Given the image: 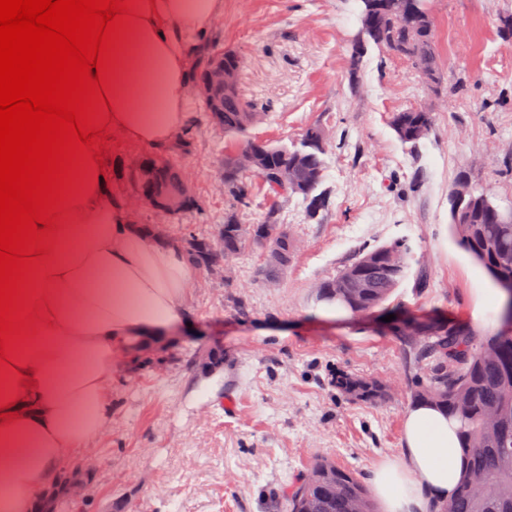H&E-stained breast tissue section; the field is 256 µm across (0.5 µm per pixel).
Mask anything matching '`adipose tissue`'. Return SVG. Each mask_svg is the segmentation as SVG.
I'll return each mask as SVG.
<instances>
[{
    "instance_id": "1",
    "label": "adipose tissue",
    "mask_w": 512,
    "mask_h": 512,
    "mask_svg": "<svg viewBox=\"0 0 512 512\" xmlns=\"http://www.w3.org/2000/svg\"><path fill=\"white\" fill-rule=\"evenodd\" d=\"M137 9L108 134L160 150L188 122V57L224 0H138ZM111 180L107 167L92 174L90 194L65 221L43 284L46 324L5 384L15 418L0 421V512H35L59 484L60 461L108 427L113 356L189 320L192 267L177 246L147 238ZM465 468L456 422L418 403L404 415L400 457L374 470L373 494L381 512H434Z\"/></svg>"
}]
</instances>
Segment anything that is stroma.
Returning <instances> with one entry per match:
<instances>
[{"label":"stroma","instance_id":"stroma-1","mask_svg":"<svg viewBox=\"0 0 512 512\" xmlns=\"http://www.w3.org/2000/svg\"><path fill=\"white\" fill-rule=\"evenodd\" d=\"M430 8L442 76L434 91L409 60L374 47L349 74L354 0H224L206 33L244 60L240 93L268 116L253 137L290 144L321 124L331 138L328 206L315 220L298 202L283 209L297 249L276 282L259 277L257 251L235 260L231 280L197 271L191 326L115 359L112 429L78 456L91 477L64 512H285L281 492L320 456L369 482L399 454L411 404L397 324L427 319L488 333L501 294L458 246L448 192L464 171L512 207V42L497 33L512 0H431ZM422 102L434 110V131L404 145L389 118ZM235 147L206 126L189 151L169 152L204 213L172 221L168 237L188 227L206 234L223 220L219 172ZM401 237L415 258L382 308L336 322L317 315L316 283L364 247ZM479 307L487 313L478 318ZM215 340L224 367L199 376L193 365ZM340 372L382 383L384 397L346 398L332 383Z\"/></svg>","mask_w":512,"mask_h":512}]
</instances>
